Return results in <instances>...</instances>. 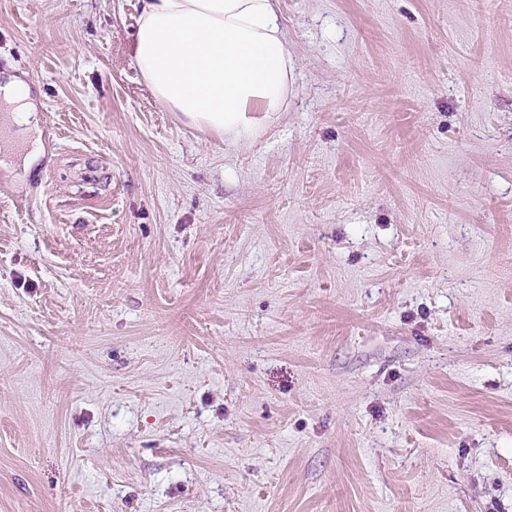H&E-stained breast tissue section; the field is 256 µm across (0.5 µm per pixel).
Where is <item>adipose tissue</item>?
<instances>
[{
	"label": "adipose tissue",
	"mask_w": 512,
	"mask_h": 512,
	"mask_svg": "<svg viewBox=\"0 0 512 512\" xmlns=\"http://www.w3.org/2000/svg\"><path fill=\"white\" fill-rule=\"evenodd\" d=\"M134 60L169 111L230 139L287 109L296 66L278 0H143ZM0 101L25 125L33 164L40 130L28 86L0 83Z\"/></svg>",
	"instance_id": "ef3b65f1"
}]
</instances>
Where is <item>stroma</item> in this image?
Returning a JSON list of instances; mask_svg holds the SVG:
<instances>
[{"label":"stroma","instance_id":"stroma-1","mask_svg":"<svg viewBox=\"0 0 512 512\" xmlns=\"http://www.w3.org/2000/svg\"><path fill=\"white\" fill-rule=\"evenodd\" d=\"M233 143L142 0H0V512H512V0H279ZM0 95L2 101L12 107V112L17 113L19 123L27 126L25 133L30 141L31 150L25 158L26 165L33 164L39 150V120L35 115L36 110L30 102V90L22 79L10 78L9 81L0 82Z\"/></svg>","mask_w":512,"mask_h":512}]
</instances>
